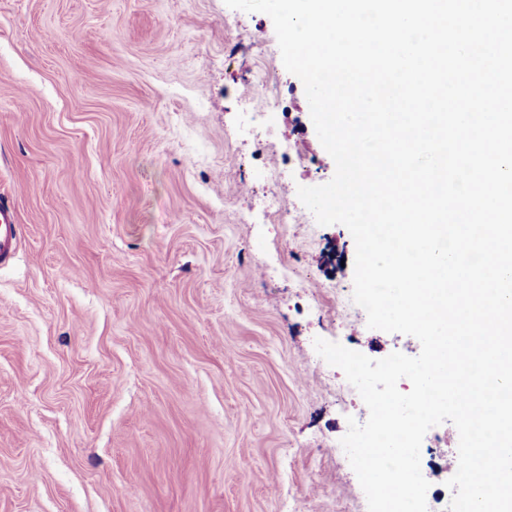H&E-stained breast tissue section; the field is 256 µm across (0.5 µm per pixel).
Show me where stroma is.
Wrapping results in <instances>:
<instances>
[{
	"label": "stroma",
	"instance_id": "1",
	"mask_svg": "<svg viewBox=\"0 0 512 512\" xmlns=\"http://www.w3.org/2000/svg\"><path fill=\"white\" fill-rule=\"evenodd\" d=\"M274 33L225 0H0V512H368L335 445L369 411L314 341L421 344L368 328L344 225L266 213L257 157L302 158L290 198L335 173ZM252 94L288 99L272 142L238 134ZM17 208L12 201L0 198V265H8L15 257L19 244Z\"/></svg>",
	"mask_w": 512,
	"mask_h": 512
}]
</instances>
